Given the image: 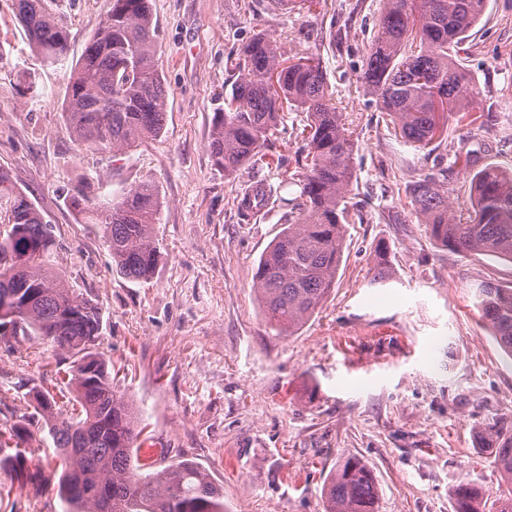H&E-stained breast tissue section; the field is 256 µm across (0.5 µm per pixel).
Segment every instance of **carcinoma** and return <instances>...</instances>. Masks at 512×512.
Instances as JSON below:
<instances>
[{
  "label": "carcinoma",
  "mask_w": 512,
  "mask_h": 512,
  "mask_svg": "<svg viewBox=\"0 0 512 512\" xmlns=\"http://www.w3.org/2000/svg\"><path fill=\"white\" fill-rule=\"evenodd\" d=\"M19 19L40 59L57 64L67 55L68 33L47 0H15ZM488 0H384L359 81L375 98L394 133L418 148L440 137L450 112H471L476 95L462 98L466 72L449 54L482 19ZM149 0H109L101 27L71 70L64 118L74 141L119 151L156 137L167 112V92L158 68ZM238 81L224 111L215 114L209 150L229 175L270 147L269 133L281 113L296 107L306 115L305 165L300 193L282 203L286 224L261 255L254 290L265 317L297 332L323 305L335 284L349 223L347 199L353 178L352 135L336 110L320 63L285 53L277 41L255 34L230 58ZM444 171L427 173L409 189L414 212L439 249L512 261V171L487 165L470 184L471 206L448 201ZM71 206L86 224H99L112 267L130 280H148L158 263L153 224L160 207L149 180L133 185L115 203L94 201L91 186L76 190ZM9 229L0 233V310L11 336L38 338L64 358L43 365L28 388L37 418L22 417L0 428V470L17 491L38 497L51 479L65 512H224V490L191 460L158 468L133 448L139 431L135 409L113 387L112 362L99 351L102 308L70 285L55 264L51 226L27 196L0 171V205ZM267 204L264 193H246L239 209ZM17 254L19 262L6 260ZM393 281L387 262L377 261L369 285ZM479 315L512 358V288L491 281L475 294ZM48 429L56 456L29 464L22 444L30 426ZM494 462L508 492L494 512H512V434L494 433ZM455 512H486L481 490L459 484L451 490ZM325 512H378L372 470L349 458L330 472L322 488Z\"/></svg>",
  "instance_id": "1"
}]
</instances>
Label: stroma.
<instances>
[{"label":"stroma","mask_w":512,"mask_h":512,"mask_svg":"<svg viewBox=\"0 0 512 512\" xmlns=\"http://www.w3.org/2000/svg\"><path fill=\"white\" fill-rule=\"evenodd\" d=\"M382 3L321 0L306 13L272 0H150L164 129L112 152L77 147L63 117L70 71L106 0H52L69 32L55 65L37 57L13 0H0V169L52 225L69 282L102 306L100 349L138 413L139 448L159 444L205 467L224 489V512H323L326 478L351 457L373 471L379 512H453V486L500 487L482 433L512 428V359L484 327L473 289L512 288V263L436 248L406 189L447 169L448 200L464 209L473 171L512 170V0H488L460 52L478 91L475 121L449 118L424 149L396 137L358 81ZM260 31L321 63L354 140L356 216L336 281L292 335L265 318L253 288L288 212L271 204L245 216L237 202L258 186L298 195L305 116L285 112L266 156L229 175L208 147L237 81L227 55ZM145 178L161 202L160 258L146 282L113 271L99 225L69 206L84 180L108 201ZM380 244L394 280L373 288ZM53 356L0 338V427L27 412L26 383Z\"/></svg>","instance_id":"1"}]
</instances>
